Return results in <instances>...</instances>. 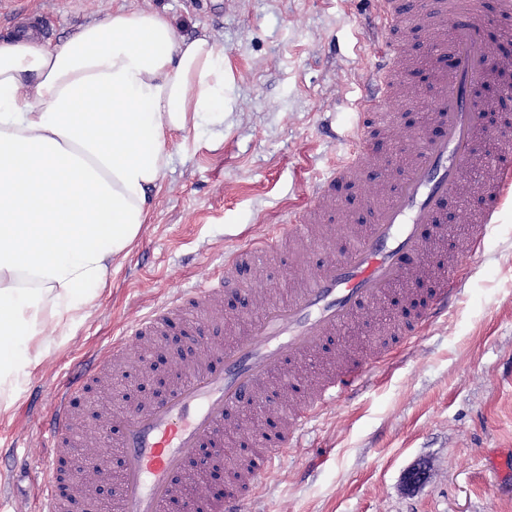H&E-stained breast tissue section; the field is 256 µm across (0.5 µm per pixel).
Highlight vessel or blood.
Segmentation results:
<instances>
[{
    "mask_svg": "<svg viewBox=\"0 0 512 512\" xmlns=\"http://www.w3.org/2000/svg\"><path fill=\"white\" fill-rule=\"evenodd\" d=\"M380 14L371 19L366 35L385 50L363 85L359 120L348 138L341 161L315 180L308 202L289 211L265 240L237 247L224 259V272L192 284L170 301L143 315L126 335L113 338L96 369L55 394L44 426L51 450L39 483V512H64L70 493V471L59 456L76 431L71 410L73 394L101 381L120 389L112 371L125 354L127 340L150 341L162 350L168 322L189 321L193 327L190 356H177L173 377L162 398L146 399L135 409L109 413L110 448L120 457L112 512H172L185 504L187 512H242L244 495L270 474L304 427L327 403L351 396L367 372L397 347L421 336L426 327L447 316L461 291L468 257L479 252L492 228V219L512 191V149L497 151L492 175L476 192L481 208L471 217L464 249L449 252L442 264L431 261L448 234L446 217L478 165L480 144L494 140L501 126L512 124L502 101L477 99L475 89L492 68L512 71V59L491 60L484 32V0H377ZM427 32L418 45L406 41L412 30ZM447 55V64L431 80L428 133L409 131L406 145L395 154L373 149L374 126L393 124L404 74L420 60ZM367 179L378 187L376 198L350 209L351 226L342 252H324L321 263L286 301L260 303L256 294L239 287L238 278L264 253H278L289 243H309L318 236L321 215L335 207L344 185ZM433 228L424 234L423 225ZM432 278L435 288L418 299V280ZM233 290L241 310L259 308L243 332L226 344H214L210 327L221 313L224 290ZM403 291L410 308L395 317L389 339L366 362L336 363L316 382L290 375V366L321 356L337 329L352 323L366 308L387 294ZM307 394L298 408H272L273 432L259 431L260 455L231 470L232 488L223 500H208L200 478H187L186 469L205 448H220L238 412L257 403L268 383Z\"/></svg>",
    "mask_w": 512,
    "mask_h": 512,
    "instance_id": "obj_1",
    "label": "vessel or blood"
}]
</instances>
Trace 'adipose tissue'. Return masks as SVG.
Returning <instances> with one entry per match:
<instances>
[{
  "label": "adipose tissue",
  "instance_id": "1",
  "mask_svg": "<svg viewBox=\"0 0 512 512\" xmlns=\"http://www.w3.org/2000/svg\"><path fill=\"white\" fill-rule=\"evenodd\" d=\"M231 86L211 35L155 10L0 39V411L147 223L169 142L222 126Z\"/></svg>",
  "mask_w": 512,
  "mask_h": 512
}]
</instances>
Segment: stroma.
<instances>
[{
	"label": "stroma",
	"mask_w": 512,
	"mask_h": 512,
	"mask_svg": "<svg viewBox=\"0 0 512 512\" xmlns=\"http://www.w3.org/2000/svg\"><path fill=\"white\" fill-rule=\"evenodd\" d=\"M121 0H0V37L21 14L43 40L111 14ZM178 35L207 32L233 77L224 133L173 141L147 224L91 312L46 333L39 362L0 412V512H36L51 398L134 317L217 275L225 251L272 232L348 150L362 81L383 50L363 37L370 0H130ZM445 319L331 403L261 480L245 512H512V196ZM260 260L254 293L284 298L318 265Z\"/></svg>",
	"instance_id": "obj_1"
}]
</instances>
